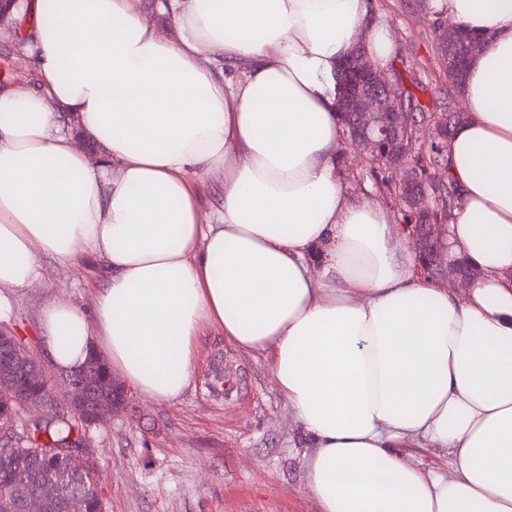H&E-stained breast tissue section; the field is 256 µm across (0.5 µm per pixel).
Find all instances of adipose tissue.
<instances>
[{"instance_id": "obj_1", "label": "adipose tissue", "mask_w": 512, "mask_h": 512, "mask_svg": "<svg viewBox=\"0 0 512 512\" xmlns=\"http://www.w3.org/2000/svg\"><path fill=\"white\" fill-rule=\"evenodd\" d=\"M28 0L35 86L0 91V321L44 260L93 255L92 312L40 316L53 368L101 352L158 403L202 336L265 353L310 438L320 512H512V0H428L483 38L448 140L466 292L422 277L383 206L345 192L337 77L357 40L386 65L374 0ZM103 150L96 160L64 128ZM224 176L220 208L195 184ZM442 448L447 473L404 458Z\"/></svg>"}]
</instances>
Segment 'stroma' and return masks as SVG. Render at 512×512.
Segmentation results:
<instances>
[{
	"label": "stroma",
	"instance_id": "35a3bbf8",
	"mask_svg": "<svg viewBox=\"0 0 512 512\" xmlns=\"http://www.w3.org/2000/svg\"><path fill=\"white\" fill-rule=\"evenodd\" d=\"M426 0H378L396 51L393 66L423 105L446 72L434 45ZM17 20L0 22V87L28 82L30 51ZM345 190L399 212L397 197L380 181L346 169ZM45 279L11 295L4 327L19 336L51 381L59 402L67 389L52 371L40 334L42 309L65 299L89 311L102 284L100 262L75 267L44 260ZM234 377L231 397L215 396L217 373ZM136 420L116 416L88 432L89 454L106 512H318L301 463L304 433L277 391L265 355L238 352L223 337H202L189 388L173 404L135 395Z\"/></svg>",
	"mask_w": 512,
	"mask_h": 512
}]
</instances>
